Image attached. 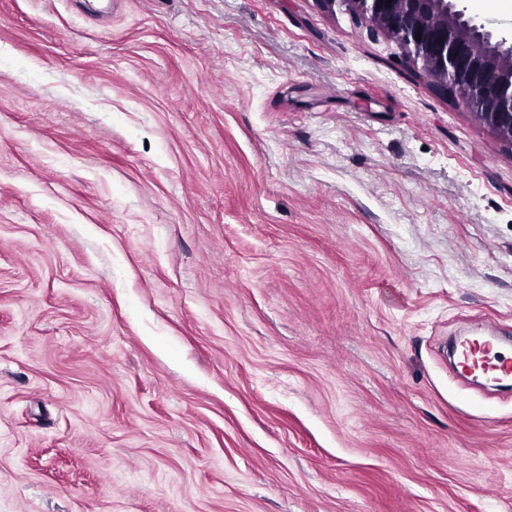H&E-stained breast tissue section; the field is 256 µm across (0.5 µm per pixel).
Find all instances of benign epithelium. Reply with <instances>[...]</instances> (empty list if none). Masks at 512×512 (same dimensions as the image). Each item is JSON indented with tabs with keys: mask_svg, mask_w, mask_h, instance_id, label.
Here are the masks:
<instances>
[{
	"mask_svg": "<svg viewBox=\"0 0 512 512\" xmlns=\"http://www.w3.org/2000/svg\"><path fill=\"white\" fill-rule=\"evenodd\" d=\"M319 2L395 42L407 62L512 147V35L485 30L466 16L461 0Z\"/></svg>",
	"mask_w": 512,
	"mask_h": 512,
	"instance_id": "7a95c632",
	"label": "benign epithelium"
}]
</instances>
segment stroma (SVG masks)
<instances>
[{
	"instance_id": "stroma-1",
	"label": "stroma",
	"mask_w": 512,
	"mask_h": 512,
	"mask_svg": "<svg viewBox=\"0 0 512 512\" xmlns=\"http://www.w3.org/2000/svg\"><path fill=\"white\" fill-rule=\"evenodd\" d=\"M512 147L315 0H0V512H512ZM477 354L481 356L476 358ZM470 357L480 361L481 366L487 373L500 372L504 375L512 373V358L499 355L498 353L492 354V346L476 349Z\"/></svg>"
}]
</instances>
